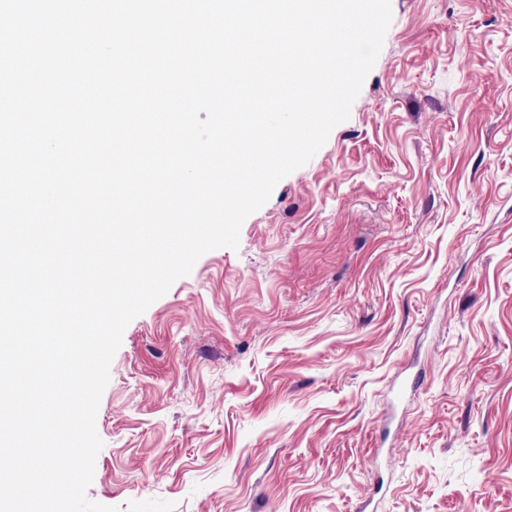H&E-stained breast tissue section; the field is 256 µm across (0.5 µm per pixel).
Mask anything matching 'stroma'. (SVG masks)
<instances>
[{"instance_id": "obj_1", "label": "stroma", "mask_w": 512, "mask_h": 512, "mask_svg": "<svg viewBox=\"0 0 512 512\" xmlns=\"http://www.w3.org/2000/svg\"><path fill=\"white\" fill-rule=\"evenodd\" d=\"M348 119L126 327L119 512H512V0H390Z\"/></svg>"}]
</instances>
